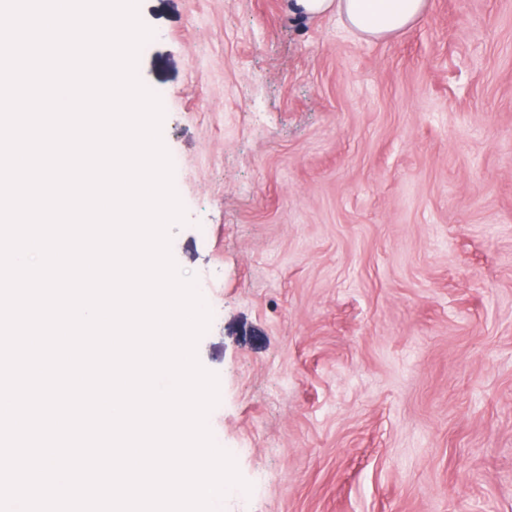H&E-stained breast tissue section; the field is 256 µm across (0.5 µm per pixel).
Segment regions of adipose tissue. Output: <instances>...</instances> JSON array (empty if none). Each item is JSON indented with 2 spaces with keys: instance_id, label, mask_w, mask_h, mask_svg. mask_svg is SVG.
I'll use <instances>...</instances> for the list:
<instances>
[{
  "instance_id": "ef3b65f1",
  "label": "adipose tissue",
  "mask_w": 512,
  "mask_h": 512,
  "mask_svg": "<svg viewBox=\"0 0 512 512\" xmlns=\"http://www.w3.org/2000/svg\"><path fill=\"white\" fill-rule=\"evenodd\" d=\"M296 6L307 15L336 12L355 32L385 39L411 26L426 0H296Z\"/></svg>"
}]
</instances>
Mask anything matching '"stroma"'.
Returning <instances> with one entry per match:
<instances>
[{"label": "stroma", "mask_w": 512, "mask_h": 512, "mask_svg": "<svg viewBox=\"0 0 512 512\" xmlns=\"http://www.w3.org/2000/svg\"><path fill=\"white\" fill-rule=\"evenodd\" d=\"M139 17L223 512H512V0L382 41L290 0Z\"/></svg>", "instance_id": "1"}]
</instances>
